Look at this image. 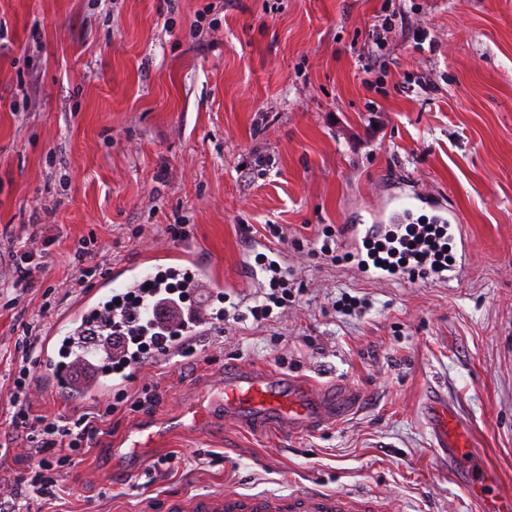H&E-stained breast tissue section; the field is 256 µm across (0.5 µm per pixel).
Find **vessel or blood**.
<instances>
[{"label": "vessel or blood", "instance_id": "1", "mask_svg": "<svg viewBox=\"0 0 512 512\" xmlns=\"http://www.w3.org/2000/svg\"><path fill=\"white\" fill-rule=\"evenodd\" d=\"M416 195L403 193L391 202L389 213L370 215L367 223L351 227L349 237L354 248L364 241L381 240L412 223L417 208ZM161 273L185 275L194 295L193 323L184 326V313L171 310L168 323L178 331L168 338L159 355L174 356L193 342L205 328L215 325L209 311L210 301L219 286V275L212 265L202 262L194 248L182 247L163 254L123 262L112 267L110 283L128 290L155 280ZM108 298L104 289L82 295L67 312L58 316L42 345V359L53 363L64 339L78 334L90 321L94 312L101 310ZM128 373L95 375L86 388L94 396H104L125 386ZM224 415L243 423L248 418L272 416L280 426L294 433L314 432L340 421L356 408L355 391L340 388L329 391L302 377H282L254 366L243 364L222 385ZM425 420L435 440L437 454L456 460L461 457L482 459V449L472 447L464 436L458 421V412L441 391H432L425 406ZM480 485L490 487V494L481 498L482 512H512V493L498 489L496 478L482 472ZM390 504L374 494H350L306 487L282 495L276 493L241 494L233 490L200 497L189 505V512H389Z\"/></svg>", "mask_w": 512, "mask_h": 512}]
</instances>
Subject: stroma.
Wrapping results in <instances>:
<instances>
[{
    "label": "stroma",
    "mask_w": 512,
    "mask_h": 512,
    "mask_svg": "<svg viewBox=\"0 0 512 512\" xmlns=\"http://www.w3.org/2000/svg\"><path fill=\"white\" fill-rule=\"evenodd\" d=\"M406 25L373 59L385 13ZM427 33L416 46V33ZM384 77L367 85L363 67ZM442 197L461 217L467 260L450 281L371 279L343 236L400 191ZM219 271L215 308L239 321L193 350L145 362L54 495L23 512H168L233 489L317 486L389 497L393 512H481V466L512 490V0H0V487L28 469L11 435L26 334L97 288L113 264L173 247L168 225ZM281 227L288 308L255 321L268 286L242 277L246 237ZM335 261L293 241L323 227ZM46 239L43 275L14 288L15 243ZM100 254L80 274L81 241ZM362 300L337 312L341 294ZM249 363L356 387L337 426L284 433L274 418L225 419L217 385ZM442 389L482 462L436 455L423 419ZM98 398L50 382L38 415L72 417ZM159 431L145 447L133 425Z\"/></svg>",
    "instance_id": "35a3bbf8"
}]
</instances>
